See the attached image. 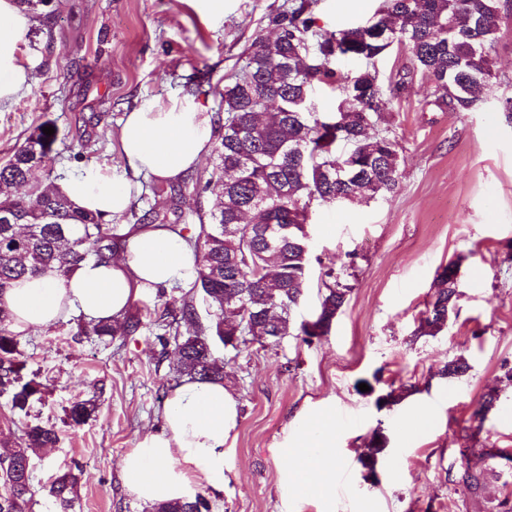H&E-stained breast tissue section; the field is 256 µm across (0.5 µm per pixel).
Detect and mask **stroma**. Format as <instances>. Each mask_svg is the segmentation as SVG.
I'll list each match as a JSON object with an SVG mask.
<instances>
[{
    "instance_id": "35a3bbf8",
    "label": "stroma",
    "mask_w": 512,
    "mask_h": 512,
    "mask_svg": "<svg viewBox=\"0 0 512 512\" xmlns=\"http://www.w3.org/2000/svg\"><path fill=\"white\" fill-rule=\"evenodd\" d=\"M381 0H318V26L365 24ZM288 0H224V16L203 20L187 0H53L21 43L34 82L0 106V164L42 124L55 130L40 182H59L96 164L124 176L119 157L126 112L166 107L204 88L198 100L219 112V93L259 36H273ZM494 99L480 112L426 105L422 83L394 100L387 117L401 159L397 190L354 203L313 206L307 232L315 257L305 303H318L326 268L353 290L328 335L303 343L288 335L275 344L239 349L216 344L224 381L239 401V422L226 443L224 491L211 512H499L512 497V126L496 100L512 96V11L505 14L494 56ZM141 176L130 187L136 211L166 212L167 224L198 231V199L185 193L177 211ZM458 264L459 297L447 326L416 336L432 299V283ZM26 375L41 400L27 414L0 394V445L21 446L27 426L54 428L59 440L33 461L31 512H56L53 475L79 466L70 512H150L124 490L119 464L141 436L160 423L175 385L172 358L160 357L152 325L110 339L77 335L75 322L22 338ZM469 371L438 376L449 359ZM403 383L418 390L399 405L378 407L359 392ZM497 401L484 421L472 412L485 393ZM96 397L97 411L72 427L66 411ZM333 412L336 487L328 498L294 495L282 484L281 450L300 431L298 417ZM388 444L369 477L359 457L374 431ZM506 457L489 458V449ZM484 481L471 490L466 471Z\"/></svg>"
}]
</instances>
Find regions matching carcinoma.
Returning a JSON list of instances; mask_svg holds the SVG:
<instances>
[{
	"mask_svg": "<svg viewBox=\"0 0 512 512\" xmlns=\"http://www.w3.org/2000/svg\"><path fill=\"white\" fill-rule=\"evenodd\" d=\"M382 0L379 24L385 36L376 40L355 27L327 30L313 26L316 0H288L274 19L277 38H255L245 64L219 93L224 120L214 127L213 171L207 180L154 189L178 205L192 186L199 198H211L198 212L199 231L187 239L197 257L195 278L183 294L181 318H168L169 303L156 314L162 328V350L172 347L175 374L202 381L224 378V361L213 343L234 350L249 339L275 342L295 328L307 344L327 335L348 301L352 288L334 269L324 274L319 302L306 321L295 326L292 314L303 301L310 263L308 238L300 233L313 204L375 199L394 191L400 177L397 144L386 129L371 131L384 121L393 101L421 77L426 103L451 112H475L487 102L485 90L496 74L492 54L501 30L500 0ZM407 48L410 65L388 79L376 59L393 45ZM350 59L354 70L338 61ZM339 90L334 111L325 116L313 104L315 88ZM53 137L38 127L11 158L0 165V299L17 281L54 267L67 274L80 261H106L120 248L122 237L103 218L84 213L58 191L38 190L18 196L36 168L45 166ZM457 266L442 267L432 284L433 300L421 320L422 334L434 336L448 323L459 296ZM212 310L211 321L193 333L180 330V320L196 319V298ZM0 305V394H11L12 408L26 411L42 397L41 384L25 379L26 360ZM144 325L141 309L130 310L120 323L125 334ZM81 336H115L117 327L87 321ZM469 365L454 358L441 369L448 379L463 376ZM416 391L401 385L376 397L395 406ZM97 408L95 398L79 400L66 412L73 427L86 422ZM56 432L40 425L26 431L25 445L0 455V512H29L32 502V453L51 448ZM387 448L374 432L361 459L375 472ZM78 476L70 469L54 478L50 493L58 512H68ZM151 512H210L201 494L192 502L164 501Z\"/></svg>",
	"mask_w": 512,
	"mask_h": 512,
	"instance_id": "cac0c4a2",
	"label": "carcinoma"
}]
</instances>
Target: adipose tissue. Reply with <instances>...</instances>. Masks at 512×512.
Wrapping results in <instances>:
<instances>
[{
    "label": "adipose tissue",
    "mask_w": 512,
    "mask_h": 512,
    "mask_svg": "<svg viewBox=\"0 0 512 512\" xmlns=\"http://www.w3.org/2000/svg\"><path fill=\"white\" fill-rule=\"evenodd\" d=\"M35 24L15 0H0V104L33 83L20 44ZM211 134V119L198 102L180 101L159 112L144 106L124 118L120 158L133 174L175 181L202 164ZM58 188L79 209L105 218L122 214L130 202L126 180L97 165L59 182ZM121 233L122 248L109 261H84L66 275L50 268L15 283L4 298L10 330L21 338L74 312L113 324L136 301L192 279L195 253L168 225L126 226ZM238 414V401L224 382L182 379L168 394L160 429L145 433L121 459L127 494L152 505L193 500L204 487L223 493L224 445ZM335 429L331 415L311 418L285 448L291 461L285 472L289 490L320 498L331 494Z\"/></svg>",
    "instance_id": "obj_1"
}]
</instances>
